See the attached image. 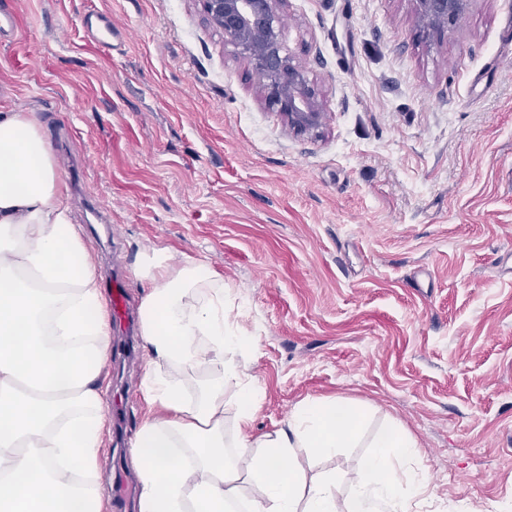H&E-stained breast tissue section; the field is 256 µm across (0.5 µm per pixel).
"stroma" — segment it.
<instances>
[{
    "instance_id": "stroma-1",
    "label": "stroma",
    "mask_w": 512,
    "mask_h": 512,
    "mask_svg": "<svg viewBox=\"0 0 512 512\" xmlns=\"http://www.w3.org/2000/svg\"><path fill=\"white\" fill-rule=\"evenodd\" d=\"M0 108L37 112L74 221L132 306L141 251L205 261L254 337L240 356L262 393L253 428L308 400L368 421L336 457L337 500L378 429L418 454L399 464L413 512H512V0H471L426 38L411 0H282L281 40L323 92L298 135L199 0H0ZM111 18V46L83 22ZM112 229L102 255L97 234ZM120 334L102 374L124 389L125 438L145 405V343ZM104 512H136L126 445L106 434Z\"/></svg>"
}]
</instances>
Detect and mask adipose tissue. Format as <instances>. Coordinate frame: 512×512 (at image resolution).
Segmentation results:
<instances>
[{"label": "adipose tissue", "mask_w": 512, "mask_h": 512, "mask_svg": "<svg viewBox=\"0 0 512 512\" xmlns=\"http://www.w3.org/2000/svg\"><path fill=\"white\" fill-rule=\"evenodd\" d=\"M135 273L149 284V412L130 449L138 512H408L395 462L417 443L405 431L378 433L337 504L335 473L306 477L297 458L335 456L366 415L308 400L283 426L253 432L260 392L238 357L255 340L229 324L223 279L197 258L173 263L164 248L142 253ZM101 278L41 122L0 110V512H102L101 486L75 480L97 472L106 423L112 331Z\"/></svg>", "instance_id": "adipose-tissue-1"}]
</instances>
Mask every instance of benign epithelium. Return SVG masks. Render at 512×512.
<instances>
[{
    "mask_svg": "<svg viewBox=\"0 0 512 512\" xmlns=\"http://www.w3.org/2000/svg\"><path fill=\"white\" fill-rule=\"evenodd\" d=\"M208 22L251 65L266 104L297 134L324 122L322 90L280 41L281 0H200ZM414 20L427 38L442 37L465 12L469 0H412Z\"/></svg>",
    "mask_w": 512,
    "mask_h": 512,
    "instance_id": "obj_1",
    "label": "benign epithelium"
}]
</instances>
